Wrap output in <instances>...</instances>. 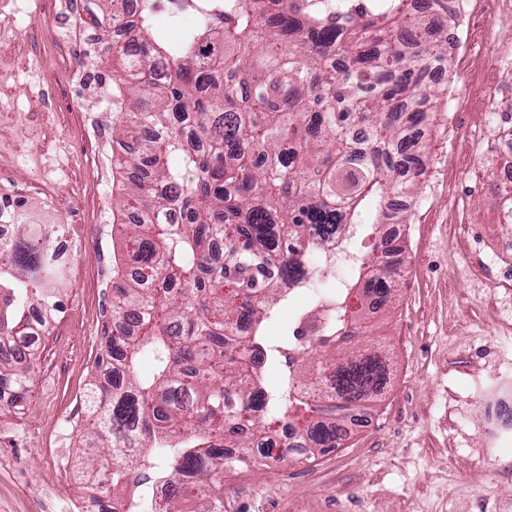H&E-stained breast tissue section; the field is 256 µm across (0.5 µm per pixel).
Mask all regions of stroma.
Here are the masks:
<instances>
[{"label":"stroma","mask_w":512,"mask_h":512,"mask_svg":"<svg viewBox=\"0 0 512 512\" xmlns=\"http://www.w3.org/2000/svg\"><path fill=\"white\" fill-rule=\"evenodd\" d=\"M86 0H0V207L60 224L74 261L41 340L21 407L0 406V512H70L86 491L83 395L93 380L112 285L133 262L113 227L131 175L114 141L113 72L88 39ZM448 73L434 78L420 138L428 170L401 226L416 280L394 291L361 341L385 342L389 381L364 427L307 459L224 473V512H512V445H482L483 394L512 378V300L488 307L503 268L500 211L486 191L502 159L480 141L478 83L465 58L484 30L460 33ZM43 436L29 438L32 419Z\"/></svg>","instance_id":"stroma-1"}]
</instances>
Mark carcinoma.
<instances>
[{
  "mask_svg": "<svg viewBox=\"0 0 512 512\" xmlns=\"http://www.w3.org/2000/svg\"><path fill=\"white\" fill-rule=\"evenodd\" d=\"M155 8L146 0L122 46L103 40L122 22L116 0L88 10L89 38L117 50L118 138L137 139L142 169L119 206L142 219L118 225L139 269L113 286L84 399L83 477L112 487L110 512H154L157 483L169 487L165 512H224L225 448L296 425L334 448L344 411L383 393L384 352L338 338L366 331L370 292L395 280L386 262L356 268L336 322L300 356L286 355L297 333L273 345L263 331L305 278L280 242L374 252L389 195L413 191L426 78L448 68V29L425 36L406 0L334 16L312 0H220L171 42ZM54 234L19 224L0 242V342L31 338L22 357L0 359L15 407L57 310ZM238 321L250 334L233 335ZM272 367L283 369L274 382Z\"/></svg>",
  "mask_w": 512,
  "mask_h": 512,
  "instance_id": "1",
  "label": "carcinoma"
}]
</instances>
